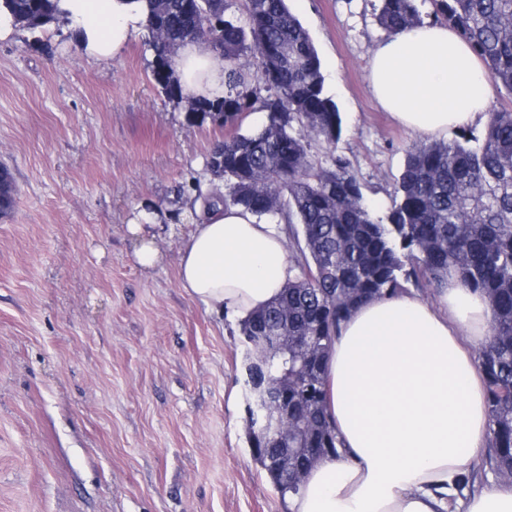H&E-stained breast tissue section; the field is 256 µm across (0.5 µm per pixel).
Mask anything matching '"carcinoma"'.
<instances>
[{"mask_svg": "<svg viewBox=\"0 0 512 512\" xmlns=\"http://www.w3.org/2000/svg\"><path fill=\"white\" fill-rule=\"evenodd\" d=\"M434 18L467 39L490 81L512 93V0H433ZM58 0H3L12 16L39 11L47 20ZM153 75L165 97L182 98L167 45L201 38L224 58V97L198 101L205 115L224 107L229 134L224 191L209 208L239 206L288 226L296 249L295 280L267 307L240 323L250 338L265 329L288 337V350L263 345L252 352L267 372L254 384L288 385V414L280 433L285 451L267 436L247 432L252 455L282 502L279 461L318 449L313 464L344 455L326 411L327 355L341 324L361 303L399 293L413 280L436 288L453 272L490 303V334L479 347L492 418L490 443L498 472H512V111L489 114L482 137L411 147L394 186L392 205L378 213L364 198L340 156L324 167L310 155L309 138L336 148L342 118L324 90L321 61L310 35L286 0H246L245 23L227 14L228 0H147ZM388 35L423 23L417 0H379L374 13ZM251 112L262 125L241 131ZM313 341L304 353L296 340Z\"/></svg>", "mask_w": 512, "mask_h": 512, "instance_id": "cac0c4a2", "label": "carcinoma"}]
</instances>
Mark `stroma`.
Listing matches in <instances>:
<instances>
[{
    "instance_id": "obj_1",
    "label": "stroma",
    "mask_w": 512,
    "mask_h": 512,
    "mask_svg": "<svg viewBox=\"0 0 512 512\" xmlns=\"http://www.w3.org/2000/svg\"><path fill=\"white\" fill-rule=\"evenodd\" d=\"M377 0H288L337 104L335 148L366 200L390 207L420 136L372 97ZM148 30L108 61L64 20L0 39V512H285L247 439L237 321L178 282L177 252L227 128L190 117L152 76ZM168 229L153 272L127 226Z\"/></svg>"
}]
</instances>
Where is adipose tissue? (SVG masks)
I'll use <instances>...</instances> for the list:
<instances>
[{
  "instance_id": "obj_1",
  "label": "adipose tissue",
  "mask_w": 512,
  "mask_h": 512,
  "mask_svg": "<svg viewBox=\"0 0 512 512\" xmlns=\"http://www.w3.org/2000/svg\"><path fill=\"white\" fill-rule=\"evenodd\" d=\"M78 44L111 59L147 25L143 0H59ZM184 99L224 95V60L204 40L172 60ZM371 92L414 132L436 137L486 117L490 81L469 43L444 24L408 27L369 61ZM178 253L179 286L207 309L239 319L267 306L295 270L278 225L230 206L195 203ZM157 215L129 224L139 267L163 255ZM488 300L448 275L432 302L410 294L370 299L330 349L328 413L347 454L306 475L289 512H512V483L460 489L491 431L485 375L474 354L486 339Z\"/></svg>"
}]
</instances>
